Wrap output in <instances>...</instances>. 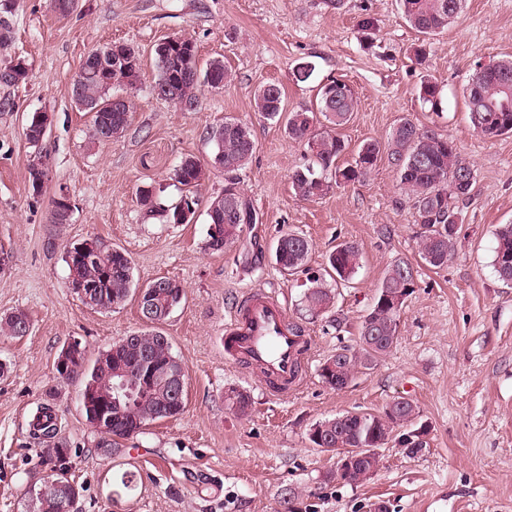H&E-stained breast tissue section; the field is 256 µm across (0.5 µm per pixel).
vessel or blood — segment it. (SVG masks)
<instances>
[{"label":"vessel or blood","instance_id":"1","mask_svg":"<svg viewBox=\"0 0 512 512\" xmlns=\"http://www.w3.org/2000/svg\"><path fill=\"white\" fill-rule=\"evenodd\" d=\"M311 338L289 320L275 291L247 292L224 327V355L254 373L275 397L302 383L299 366L311 351Z\"/></svg>","mask_w":512,"mask_h":512}]
</instances>
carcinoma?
<instances>
[{"label":"carcinoma","instance_id":"carcinoma-1","mask_svg":"<svg viewBox=\"0 0 512 512\" xmlns=\"http://www.w3.org/2000/svg\"><path fill=\"white\" fill-rule=\"evenodd\" d=\"M465 0H399L401 11L407 23L424 37L436 35L448 28L463 10ZM180 47L188 59L182 61L180 76L172 79L170 89L163 85L169 80L168 61L154 50L157 78L153 90L157 97L176 108L182 105H199L201 86L226 83L230 75L219 59L210 61L206 68L194 78L190 68L197 66L196 45L188 37H178ZM73 80L82 89V99L100 104L110 96V90L123 83L119 71L97 68L94 52H89L80 62ZM439 90L435 83L424 82L419 90L423 103L435 108ZM467 106L470 122L478 135L493 138L512 133V57H505L487 65L476 66L466 87ZM357 106L354 89L340 82L330 80L318 90L317 111L304 107L284 108L282 88L275 83L262 86L255 96L256 111L266 120L284 122L288 137L303 144L309 162L296 168L291 175L294 195L307 200L321 196L329 189V181L337 185L364 181L377 167L382 152L394 165L400 189L407 196L413 209L415 224L419 226V256L433 269L444 267L452 256L457 235L452 233L459 224V208L471 198L476 175L472 165L448 138L431 130H425L409 118L401 119L391 130L387 146L377 140L363 143L354 161L339 165L338 159L346 150V144L337 130L349 123ZM129 112H100L92 116L90 137L102 140L101 129L111 126L117 133L125 132L129 125ZM326 124H321V121ZM209 140L214 147L213 163L224 168L228 182L224 192L210 198L207 206L208 223L220 225L222 244L213 242L208 236L205 247L213 253L224 252V247L233 243L243 231V225L253 223L250 204L242 194L237 172L253 157L256 143L251 128L244 122L226 117L211 128ZM170 179L181 186L182 196L198 204V189L205 179L202 164L193 157L183 158L170 173ZM137 199L149 217L158 216L166 224L176 223L177 206L161 203L150 186L137 190ZM312 254L310 241L301 233H282L273 245L275 264L283 272L294 273L307 266ZM328 267L336 279L347 281L353 277L360 265V251L356 244L343 242L330 252ZM493 265L498 277L512 282V224H504L497 231ZM78 273L91 284L79 299L93 309L112 310L115 301L125 302L129 297L132 283V261L120 249L106 246L95 260L76 265ZM413 268L403 259L394 261L380 287L377 289L371 309L361 325L358 347L340 346L336 354L328 357L334 362L342 360L340 373H319L322 381L336 388L347 387L359 371L374 369L380 359L392 348L397 338V315L389 314L379 306L380 293L399 291L413 284ZM310 286L305 302L311 311L328 307L330 296L321 278L309 277ZM152 289L154 306L165 312L180 304L185 297L182 285L170 278L159 277L147 284ZM30 320L23 311H14L0 318V334L21 338L28 334ZM371 336L381 337L378 343L369 340ZM150 352L157 368L167 365L173 358L168 337L161 332L141 330L135 341L122 347L112 357V364L127 369H137L144 352ZM76 369L58 378L66 381L80 379L79 406L88 423L97 418V405L106 404L113 398V379L98 361L88 362L86 350H81ZM184 406H174L170 384L161 374L153 375L149 387L140 395L121 401L120 407H112V430L99 434L96 448L105 455L112 454L116 440L129 438L140 433L146 425L174 418ZM416 409L412 402L392 401L380 413L346 412L344 418H331L313 426V432L330 437L325 447H335L336 434L340 433L350 443L357 445L384 446L393 440L395 428L412 421ZM30 434L45 443L41 449L42 464L48 467L46 474L31 482L36 497L28 498L29 512H59L57 494L40 493L45 479L49 478L65 489L75 484L72 466L60 463V449L70 447L67 437L58 428L57 414L53 406L43 404L38 408L30 423Z\"/></svg>","mask_w":512,"mask_h":512}]
</instances>
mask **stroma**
<instances>
[{
	"instance_id": "35a3bbf8",
	"label": "stroma",
	"mask_w": 512,
	"mask_h": 512,
	"mask_svg": "<svg viewBox=\"0 0 512 512\" xmlns=\"http://www.w3.org/2000/svg\"><path fill=\"white\" fill-rule=\"evenodd\" d=\"M12 40L0 63L22 60L29 75L0 84V315L21 310L30 331L0 335V512H26L29 476L39 447L28 436L36 407L53 400L82 485L77 512H512V283L493 265L495 233L512 223V134L478 136L470 123L465 87L476 63L512 56V0H465L459 17L427 42L416 63L419 35L397 0H77L68 16L51 0H0ZM372 18L365 38L360 22ZM184 35L197 47L199 66L223 60L233 80L205 88L196 110L184 112L157 98L154 48ZM112 43L134 46L141 69L133 86L131 123L117 140L88 134L91 115L71 100L70 85L89 51ZM310 77L297 81L300 64ZM350 84L358 107L339 136L344 161L370 139L386 141L402 117L448 136L476 174L474 195L448 265L433 269L418 256L413 210L395 170L381 159L363 182L332 187L303 201L292 172L307 161L301 143L260 117L254 94L282 87L286 108L315 107L329 79ZM435 82L441 111L418 95ZM51 117L41 147L25 137L35 113ZM231 116L246 122L257 144L239 171L240 187L259 216L224 252L206 250L207 202L226 176L212 162V126ZM47 154L51 173L33 194L29 167ZM186 156L208 171L190 224L146 218L136 201L150 183L161 200L177 203L168 179ZM66 193L69 223L51 221L53 199ZM312 243L309 272H321L336 245L359 246L360 266L349 283L332 287L329 312L303 301L307 274L282 273L270 250L286 231ZM96 235L125 250L134 282L158 277L183 286L186 300L161 325L187 373L185 408L119 440L112 454L79 406L80 383L57 377L63 346L81 342L88 359L122 336L144 329L138 296L109 311L85 306L69 286L65 253ZM414 269V291L397 320V340L375 369L336 390L322 382L320 365L337 347H356L361 323L396 259ZM276 291L291 321L313 338L302 387L275 398L224 357V325L245 292ZM247 392L246 412L233 411L229 389ZM412 400L429 426L427 444L380 448L381 465L367 482L336 480L334 455L314 448L315 423L353 411L378 412L393 400ZM132 475L123 488V475Z\"/></svg>"
}]
</instances>
